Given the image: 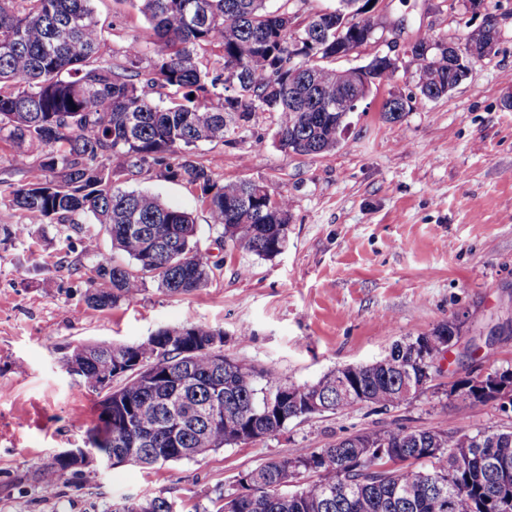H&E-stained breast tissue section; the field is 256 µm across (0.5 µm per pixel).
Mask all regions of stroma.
Segmentation results:
<instances>
[{
  "label": "stroma",
  "instance_id": "35a3bbf8",
  "mask_svg": "<svg viewBox=\"0 0 512 512\" xmlns=\"http://www.w3.org/2000/svg\"><path fill=\"white\" fill-rule=\"evenodd\" d=\"M111 59L150 29L126 0H93ZM497 18L494 55L473 64L447 95L420 101L415 66L372 86L350 114L339 145L317 156H284L275 125L257 113L233 144L202 143L198 159L222 183L250 180L288 195V244L263 259L225 242L195 190L156 176L124 182L192 212L218 269L206 288L170 297L148 287L109 310L84 302L82 232L53 225L0 248V512H108L125 497H162L179 512L237 489L239 475L295 449L311 452L361 431L430 429L459 420L466 430L512 427V412L471 408L450 395L456 375L512 366V0H485ZM374 39L335 61L358 66L388 44L433 36L463 42L481 20L460 0H380ZM409 101L386 121L392 96ZM65 251L70 264L56 266ZM491 336L477 356L457 351L430 388L398 407L358 404L292 420L273 437L224 447L193 461L144 468L102 462L68 471L44 492L40 466L82 448L97 393L60 370L80 342H139L156 329L190 323L223 329L224 353L281 384L314 383L347 365L375 363L395 342L448 319ZM247 339H240V331Z\"/></svg>",
  "mask_w": 512,
  "mask_h": 512
}]
</instances>
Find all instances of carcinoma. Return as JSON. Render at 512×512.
Instances as JSON below:
<instances>
[{
    "instance_id": "1",
    "label": "carcinoma",
    "mask_w": 512,
    "mask_h": 512,
    "mask_svg": "<svg viewBox=\"0 0 512 512\" xmlns=\"http://www.w3.org/2000/svg\"><path fill=\"white\" fill-rule=\"evenodd\" d=\"M267 0H130L149 23V41L133 40L123 61H100L101 36L92 0H0V144L25 146L32 156L28 181L0 180V212H20L24 224L0 223V245L31 234L34 226L78 219L106 225L112 256L96 236L84 251L95 258L87 273L86 304L107 310L130 301L151 283L171 297L206 287L216 264L197 237L192 213L158 196L117 186L159 170L169 181L197 191L198 202L221 236L261 258L281 253L288 241V196L264 183H219L197 159L202 142H234L257 112L275 119L274 144L283 155L311 156L336 148L346 127L335 111L338 76L354 87L361 70L338 71L336 54L371 40L370 0H343L353 11L339 37L325 13L292 25L288 3ZM71 25L69 38L59 30ZM219 48L211 68H200L198 49ZM413 61L440 98L459 84L466 66L448 55V42H415ZM314 69L315 87L300 100L291 85V59ZM426 352H443L447 336L462 339L451 319L432 329ZM417 340L345 374L350 400L342 402L336 372L311 384L268 383L264 373L224 355V331L203 324L161 327L153 347L141 343L75 345L59 358L62 370L101 395L88 440L121 459L133 454L143 467L194 460L224 446L276 435L288 422L346 410L365 401L383 408L405 402L406 369L421 372ZM119 377L122 384L103 390ZM153 377L146 391L140 381ZM468 407L496 396L468 380ZM468 449L455 467L451 449ZM417 462L428 468L412 470ZM313 472L318 479L286 487ZM241 493L220 494L202 512H512V431L468 432L456 422L433 429L396 426L354 434L340 444L268 460L239 477ZM110 512H176L165 498H124Z\"/></svg>"
}]
</instances>
